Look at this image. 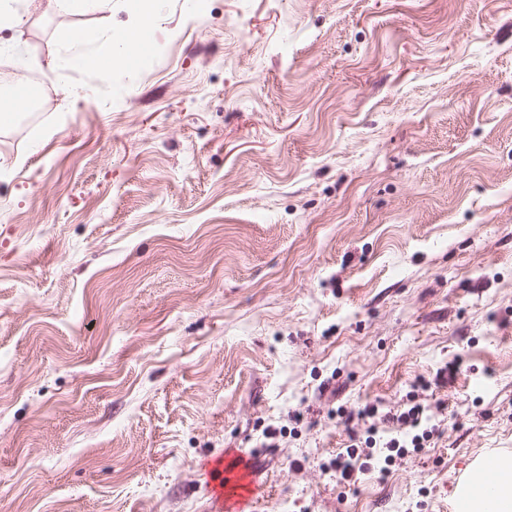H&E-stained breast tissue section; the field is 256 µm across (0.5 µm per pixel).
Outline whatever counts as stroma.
I'll return each mask as SVG.
<instances>
[{
    "label": "stroma",
    "mask_w": 512,
    "mask_h": 512,
    "mask_svg": "<svg viewBox=\"0 0 512 512\" xmlns=\"http://www.w3.org/2000/svg\"><path fill=\"white\" fill-rule=\"evenodd\" d=\"M158 0L128 81L48 50L0 125V512H448L512 455V0ZM430 445L338 478L356 412Z\"/></svg>",
    "instance_id": "stroma-1"
}]
</instances>
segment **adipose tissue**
I'll use <instances>...</instances> for the list:
<instances>
[{"label":"adipose tissue","mask_w":512,"mask_h":512,"mask_svg":"<svg viewBox=\"0 0 512 512\" xmlns=\"http://www.w3.org/2000/svg\"><path fill=\"white\" fill-rule=\"evenodd\" d=\"M466 495L467 512H512V457L494 458L490 471H474Z\"/></svg>","instance_id":"ef3b65f1"}]
</instances>
